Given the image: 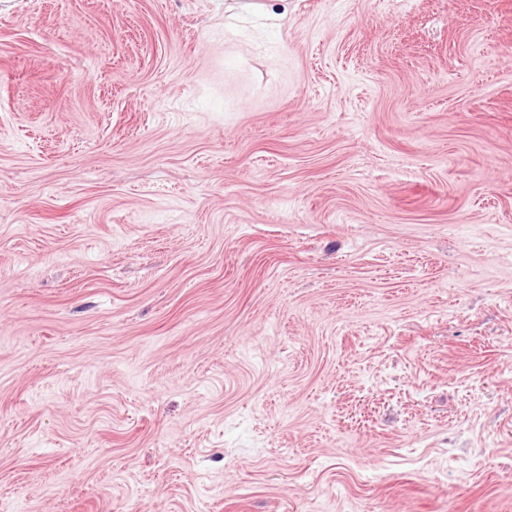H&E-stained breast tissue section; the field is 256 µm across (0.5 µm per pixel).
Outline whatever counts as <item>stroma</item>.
Listing matches in <instances>:
<instances>
[{"label":"stroma","instance_id":"stroma-1","mask_svg":"<svg viewBox=\"0 0 512 512\" xmlns=\"http://www.w3.org/2000/svg\"><path fill=\"white\" fill-rule=\"evenodd\" d=\"M0 512H512V0H0Z\"/></svg>","mask_w":512,"mask_h":512}]
</instances>
